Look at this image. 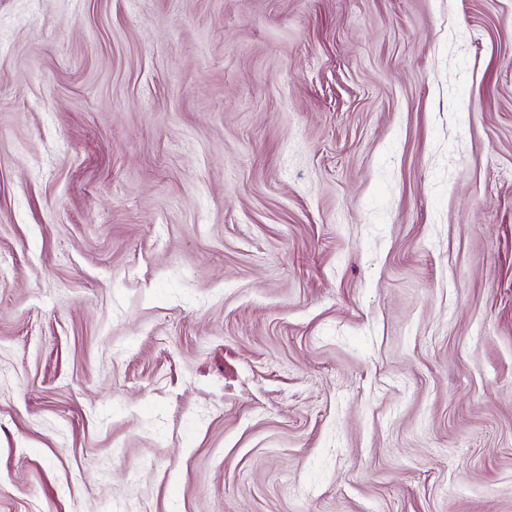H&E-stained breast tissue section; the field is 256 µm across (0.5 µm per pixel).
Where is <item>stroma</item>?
<instances>
[{
  "mask_svg": "<svg viewBox=\"0 0 512 512\" xmlns=\"http://www.w3.org/2000/svg\"><path fill=\"white\" fill-rule=\"evenodd\" d=\"M0 512H512V0H0Z\"/></svg>",
  "mask_w": 512,
  "mask_h": 512,
  "instance_id": "obj_1",
  "label": "stroma"
}]
</instances>
